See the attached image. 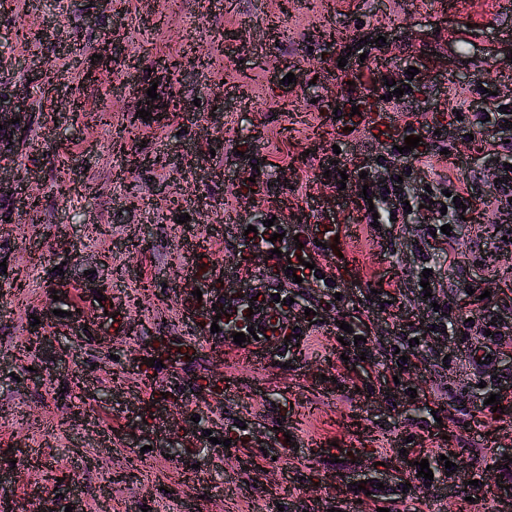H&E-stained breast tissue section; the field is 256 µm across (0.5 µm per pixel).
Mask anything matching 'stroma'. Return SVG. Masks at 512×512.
Returning a JSON list of instances; mask_svg holds the SVG:
<instances>
[{"mask_svg": "<svg viewBox=\"0 0 512 512\" xmlns=\"http://www.w3.org/2000/svg\"><path fill=\"white\" fill-rule=\"evenodd\" d=\"M32 2L12 0L0 14V60L12 63L0 80L24 97L31 137L52 134L67 150L50 163L0 144V169H35L40 185L37 221L0 201V474L10 477L0 500L27 512L71 502L78 512H512V221L497 217V168L485 160L512 132L470 139L454 115L463 98L512 105V74L498 70L512 57V0H52L55 27L76 31L81 55L110 23L125 47L126 69L100 75L97 95L75 112L57 111L25 80L40 67L80 82L53 30L16 38ZM189 45L198 68L160 91L187 111L165 127L129 124L132 83L149 87L154 62ZM412 66L411 103L388 114L396 132L421 129L430 155L418 162L381 154L377 131L388 83ZM356 76L373 110L348 132L333 111ZM363 171L401 175L410 188L451 175L472 189L476 210L436 286L439 302L469 318L448 336L428 333L416 292L432 214L372 227ZM229 212L249 224L276 218L283 251L297 223L342 225L354 283L337 278L317 292L263 279L264 256L249 252ZM196 251L228 276L221 297L210 283L175 280ZM104 254L121 273L112 299L144 295L121 335L86 276ZM244 264L252 278L240 283L233 274ZM195 290L219 307L261 291L288 298L303 324L299 345L273 344L266 361L217 356L223 332L199 338L185 316ZM487 317L508 349L477 367L471 350ZM34 333L52 348L29 353ZM403 333L414 355L396 384L386 366ZM160 337L198 353L143 377L138 360ZM219 372L235 383L221 397L206 391ZM148 380L168 399L152 425L140 411ZM503 389L498 412L488 398ZM334 443L344 462H334ZM450 453L456 477L439 462ZM422 459L432 483L415 477Z\"/></svg>", "mask_w": 512, "mask_h": 512, "instance_id": "1", "label": "stroma"}]
</instances>
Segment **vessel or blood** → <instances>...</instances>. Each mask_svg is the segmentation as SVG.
<instances>
[{
    "instance_id": "b4317fda",
    "label": "vessel or blood",
    "mask_w": 512,
    "mask_h": 512,
    "mask_svg": "<svg viewBox=\"0 0 512 512\" xmlns=\"http://www.w3.org/2000/svg\"><path fill=\"white\" fill-rule=\"evenodd\" d=\"M342 228L337 224H302L297 230L298 240L302 244L300 251L301 257H308L315 249L316 243H323L326 255L333 258V274L344 276L350 274L353 269L350 258L344 257L343 243L337 242V235L341 234ZM271 229H264L261 233L248 234L246 240L249 248L255 252L269 254L270 259L267 263L266 273L270 276H279L285 273L288 266L287 258L271 257L270 252L274 248L270 240ZM189 279H202L208 282L220 279L221 273L215 268L208 254L199 255L196 260L188 267L186 271ZM226 314L224 322L231 333L225 336L226 345H233V335L237 332L246 333L248 330H255V337H248L246 342L239 345L240 352L247 355L261 356L263 353L262 340L270 338L271 342L281 343L289 338L291 334L297 333V323L291 321L284 303L275 301L274 298L261 296L258 306L247 307V305L231 302L225 304ZM196 347L192 344L180 345H155L149 352V357L156 358L165 362L177 363L189 357L195 356Z\"/></svg>"
}]
</instances>
